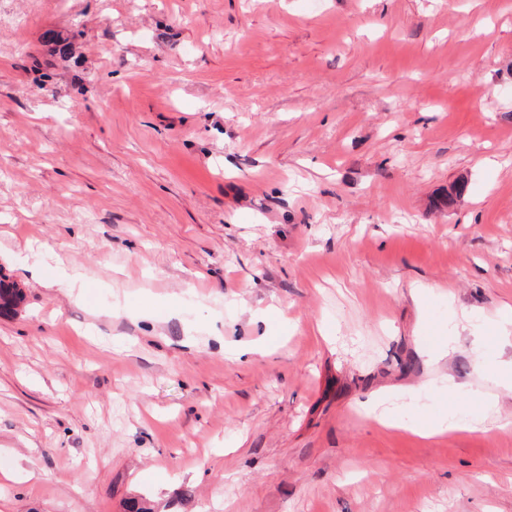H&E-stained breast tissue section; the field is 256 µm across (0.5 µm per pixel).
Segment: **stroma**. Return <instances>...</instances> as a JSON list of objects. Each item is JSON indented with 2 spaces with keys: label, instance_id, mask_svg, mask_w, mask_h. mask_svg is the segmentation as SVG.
<instances>
[{
  "label": "stroma",
  "instance_id": "obj_1",
  "mask_svg": "<svg viewBox=\"0 0 512 512\" xmlns=\"http://www.w3.org/2000/svg\"><path fill=\"white\" fill-rule=\"evenodd\" d=\"M0 11V512H512V0ZM386 400L387 398L384 396L373 399L363 406V410L368 417L386 427L402 428L399 419L389 411V409L383 406ZM452 414L459 415L460 417L456 418L450 417L448 415V418H445L441 416L437 421L433 423L424 424L416 429H413V433L419 435L422 438L432 439L456 431L486 430L484 422L481 420V418L475 415L469 409L460 410L455 408Z\"/></svg>",
  "mask_w": 512,
  "mask_h": 512
}]
</instances>
